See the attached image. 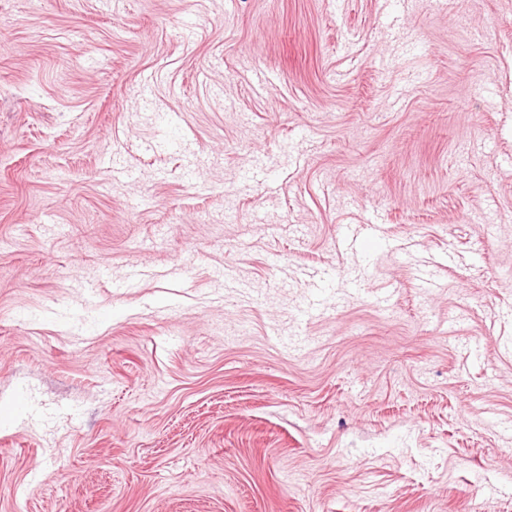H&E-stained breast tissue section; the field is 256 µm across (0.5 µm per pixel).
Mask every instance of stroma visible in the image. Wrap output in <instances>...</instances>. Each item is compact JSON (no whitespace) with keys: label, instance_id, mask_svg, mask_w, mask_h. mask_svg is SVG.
I'll return each mask as SVG.
<instances>
[{"label":"stroma","instance_id":"obj_1","mask_svg":"<svg viewBox=\"0 0 512 512\" xmlns=\"http://www.w3.org/2000/svg\"><path fill=\"white\" fill-rule=\"evenodd\" d=\"M0 512H512V0H0Z\"/></svg>","mask_w":512,"mask_h":512}]
</instances>
